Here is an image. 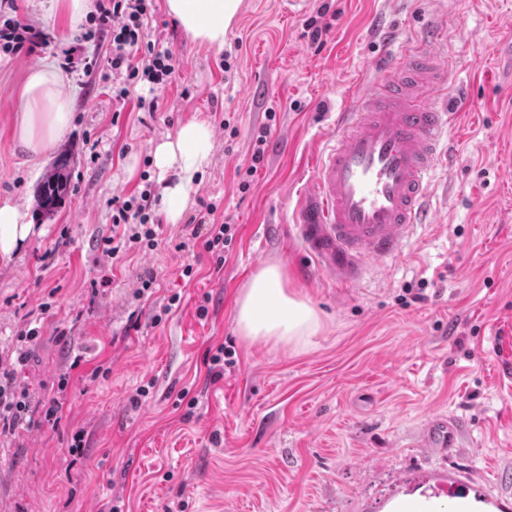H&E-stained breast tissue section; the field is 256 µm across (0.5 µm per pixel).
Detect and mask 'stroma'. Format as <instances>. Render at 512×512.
Listing matches in <instances>:
<instances>
[{"instance_id":"stroma-1","label":"stroma","mask_w":512,"mask_h":512,"mask_svg":"<svg viewBox=\"0 0 512 512\" xmlns=\"http://www.w3.org/2000/svg\"><path fill=\"white\" fill-rule=\"evenodd\" d=\"M164 2L154 0L146 34L183 61L165 85L111 78L109 37L80 41L89 21L61 24L48 0L0 9L51 38L32 55L0 49V204L39 228L0 261V374L39 409L62 404L58 426L24 420L0 435V512H399L468 497L512 512V379L500 375L512 366V0H309L299 15L285 0H241L220 49L188 38ZM443 13L458 30L451 103L463 129L436 175L437 221L340 291L305 256L294 208L337 107L382 66L372 16L405 36ZM41 62L66 70L73 123L32 160L12 127L27 69ZM141 97L159 110H138ZM191 120L213 128L214 151L182 223L109 264L113 197L162 189L153 147ZM63 154L70 187L47 219L37 189ZM209 203L235 226L220 268L189 244ZM273 263L320 317L306 348L236 331L243 289ZM407 288L425 300L401 305ZM34 327L37 339L21 340ZM221 344L235 364L213 382L205 354ZM142 386L149 394L132 407ZM184 390L195 410L180 405ZM441 417L456 423L451 447H421Z\"/></svg>"}]
</instances>
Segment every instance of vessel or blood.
Masks as SVG:
<instances>
[{
  "instance_id": "b4317fda",
  "label": "vessel or blood",
  "mask_w": 512,
  "mask_h": 512,
  "mask_svg": "<svg viewBox=\"0 0 512 512\" xmlns=\"http://www.w3.org/2000/svg\"><path fill=\"white\" fill-rule=\"evenodd\" d=\"M387 39L386 75L367 80L337 112L292 220L304 248L331 281L352 285L367 263L401 255L416 227L431 224L434 175L451 160L448 107L455 60L440 34Z\"/></svg>"
}]
</instances>
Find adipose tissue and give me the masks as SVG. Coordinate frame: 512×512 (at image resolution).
<instances>
[{"label": "adipose tissue", "instance_id": "ef3b65f1", "mask_svg": "<svg viewBox=\"0 0 512 512\" xmlns=\"http://www.w3.org/2000/svg\"><path fill=\"white\" fill-rule=\"evenodd\" d=\"M240 0H166L168 13L192 40L220 48ZM62 71L41 64L30 66L22 92L17 135L32 156L49 152L68 132L71 102L62 88ZM214 150L209 124L193 120L183 124L174 138L157 143L153 159L167 182L162 190L167 223H179L191 199L197 173L208 164ZM26 212L11 204L0 205V260L12 258L19 243L33 235ZM236 327L249 341L271 340L305 347L320 330L317 311L305 300L289 294L281 267L270 264L255 273L244 288L237 307Z\"/></svg>", "mask_w": 512, "mask_h": 512}]
</instances>
